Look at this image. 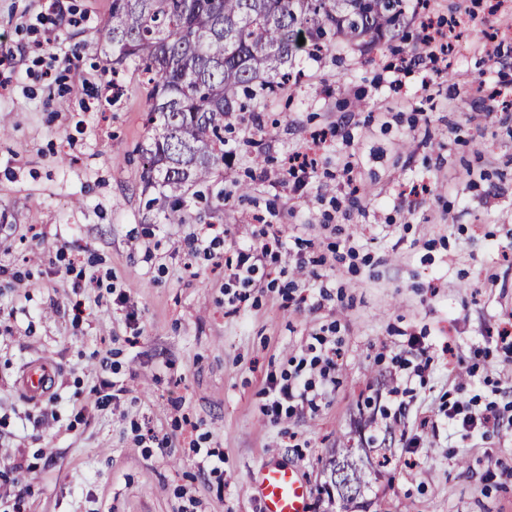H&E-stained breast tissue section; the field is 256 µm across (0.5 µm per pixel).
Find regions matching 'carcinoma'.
<instances>
[{"label": "carcinoma", "instance_id": "carcinoma-1", "mask_svg": "<svg viewBox=\"0 0 512 512\" xmlns=\"http://www.w3.org/2000/svg\"><path fill=\"white\" fill-rule=\"evenodd\" d=\"M410 22L409 0H112V74L133 69L158 129L143 149L144 190H169L167 220L182 222L180 196L224 161L214 154L224 145V118L284 92L296 62L320 60L338 41L366 51ZM339 465L347 472L337 496L351 502L366 471L348 449L333 461Z\"/></svg>", "mask_w": 512, "mask_h": 512}]
</instances>
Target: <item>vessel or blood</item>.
I'll use <instances>...</instances> for the list:
<instances>
[{
  "label": "vessel or blood",
  "instance_id": "vessel-or-blood-1",
  "mask_svg": "<svg viewBox=\"0 0 512 512\" xmlns=\"http://www.w3.org/2000/svg\"><path fill=\"white\" fill-rule=\"evenodd\" d=\"M22 390L39 400L51 390L45 363L29 364L20 378ZM254 488L261 512H311V491L298 472L289 466L267 464L255 475Z\"/></svg>",
  "mask_w": 512,
  "mask_h": 512
}]
</instances>
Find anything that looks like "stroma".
<instances>
[{
	"mask_svg": "<svg viewBox=\"0 0 512 512\" xmlns=\"http://www.w3.org/2000/svg\"><path fill=\"white\" fill-rule=\"evenodd\" d=\"M47 8L0 0L16 50L0 65V512H259L270 463L300 470L311 512H344L321 487L347 448L374 463L366 512H512V335L496 332L512 323V108L490 104L512 90V0H426L419 20L466 24L441 76L402 61L419 20L301 61L262 112L229 117L233 158L209 204L185 194L179 224L145 206L144 93L100 90L112 0H62L38 22ZM333 126L317 176L284 179ZM274 230L272 278L229 300L226 262ZM206 232L208 257L191 249ZM317 334L340 351L334 382L317 410L270 416L269 380ZM34 361L54 372L38 401L17 383ZM453 402L494 404L504 424L462 437Z\"/></svg>",
	"mask_w": 512,
	"mask_h": 512,
	"instance_id": "1",
	"label": "stroma"
}]
</instances>
